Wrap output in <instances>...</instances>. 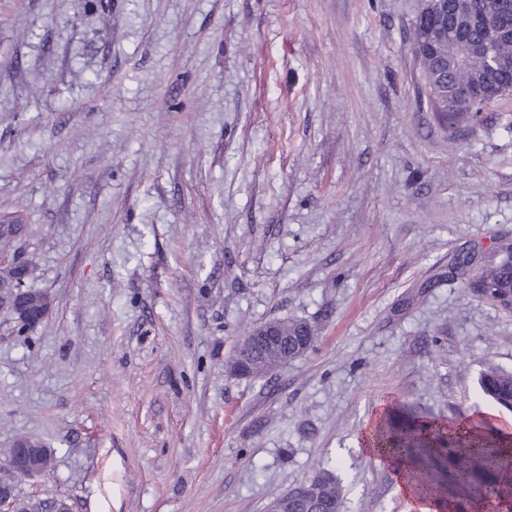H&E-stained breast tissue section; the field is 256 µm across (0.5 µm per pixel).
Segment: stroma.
I'll return each instance as SVG.
<instances>
[{"instance_id": "35a3bbf8", "label": "stroma", "mask_w": 512, "mask_h": 512, "mask_svg": "<svg viewBox=\"0 0 512 512\" xmlns=\"http://www.w3.org/2000/svg\"><path fill=\"white\" fill-rule=\"evenodd\" d=\"M424 3L0 0V213L52 301L0 315V463L54 456L19 498L268 512L329 466L345 512H416L365 435L402 402L473 418L512 371V314L449 274L512 239V95L457 130L421 107ZM289 317L303 356L229 374ZM478 386L485 403L501 411H512V372L489 368L480 374Z\"/></svg>"}]
</instances>
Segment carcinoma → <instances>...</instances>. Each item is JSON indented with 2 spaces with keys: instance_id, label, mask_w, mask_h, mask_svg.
Instances as JSON below:
<instances>
[{
  "instance_id": "cac0c4a2",
  "label": "carcinoma",
  "mask_w": 512,
  "mask_h": 512,
  "mask_svg": "<svg viewBox=\"0 0 512 512\" xmlns=\"http://www.w3.org/2000/svg\"><path fill=\"white\" fill-rule=\"evenodd\" d=\"M426 19H416L411 51L423 83L427 111L454 129L471 125L479 113L450 116L439 111L437 91L448 85L467 96L485 86L487 61L500 69L491 78V90L481 98L485 104L512 95V40L497 37L498 28L512 23V11L502 0H465L448 12V28L441 27L440 0H426ZM481 274L497 288L512 289V256H501ZM8 275L0 276V313L17 323ZM288 346L283 358L302 355V342L314 335L302 320H282ZM481 399L501 411H512V372L489 368L478 382ZM375 445L387 452L393 463H407L404 479L425 491L444 512H476L485 493L497 495L498 512H512V432L481 420L439 422L414 408L396 406L372 431ZM322 480L288 490V512H320L330 505L343 512L342 486L330 469L321 470Z\"/></svg>"
}]
</instances>
